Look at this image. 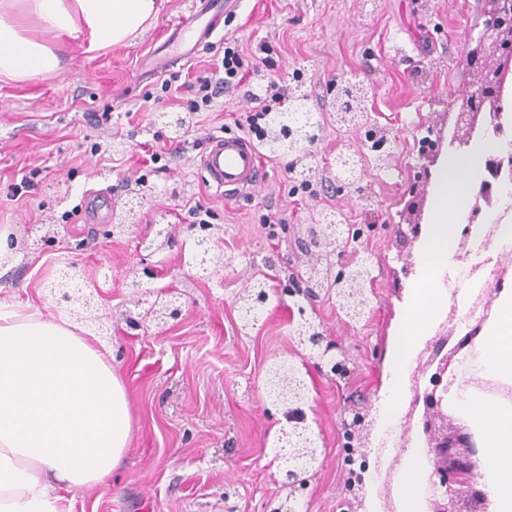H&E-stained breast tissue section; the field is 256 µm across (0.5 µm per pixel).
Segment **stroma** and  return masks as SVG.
Segmentation results:
<instances>
[{"mask_svg":"<svg viewBox=\"0 0 512 512\" xmlns=\"http://www.w3.org/2000/svg\"><path fill=\"white\" fill-rule=\"evenodd\" d=\"M187 7L163 0L146 30L87 54L60 50L50 79L0 84V309L67 317L50 289L64 273L98 287L102 343L129 400L131 435L103 483L72 491L67 512H275L287 507L278 459L288 408L265 389L269 368L293 363L305 382L302 411L321 455L298 512H381L374 491L351 492L349 426L381 431L380 408L396 332L422 276L419 241L402 214L431 196L418 140L448 125L449 103L468 91L487 0H247L224 36L244 46L239 89L195 110V79L221 44L188 65L143 78L154 43ZM171 81L175 100L161 85ZM368 90L358 125L336 120L346 82ZM260 88L273 111L304 95L313 137L303 171L266 154V179L228 200L198 167L208 138L247 136L245 91ZM185 117L182 130L163 115ZM389 157L376 164L372 140ZM161 168L148 171L151 152ZM112 194L111 214L82 221L88 189ZM143 197L136 215L126 204ZM210 207L197 223L194 202ZM208 238L222 264L205 270L182 257ZM368 269L366 316L349 320L334 297L307 299L297 283L311 267L336 276ZM142 276L132 290L130 280ZM269 293L245 326L241 298L257 280ZM176 301L178 318L157 319ZM314 322L346 370L322 371L301 343Z\"/></svg>","mask_w":512,"mask_h":512,"instance_id":"1","label":"stroma"}]
</instances>
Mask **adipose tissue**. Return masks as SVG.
<instances>
[{
    "label": "adipose tissue",
    "instance_id": "1",
    "mask_svg": "<svg viewBox=\"0 0 512 512\" xmlns=\"http://www.w3.org/2000/svg\"><path fill=\"white\" fill-rule=\"evenodd\" d=\"M161 8L160 0H0V81L57 75V45L82 37L93 53L125 43ZM478 153L452 155L435 173L424 275L399 350L420 332L439 267L454 262L448 218L467 204ZM490 421L489 497L493 512H512V430ZM129 440V402L108 351L69 326L0 313V512H64L63 491L103 482Z\"/></svg>",
    "mask_w": 512,
    "mask_h": 512
}]
</instances>
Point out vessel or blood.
<instances>
[{
	"mask_svg": "<svg viewBox=\"0 0 512 512\" xmlns=\"http://www.w3.org/2000/svg\"><path fill=\"white\" fill-rule=\"evenodd\" d=\"M244 3L245 0H191L165 39L154 45V73L188 65L201 48L212 44L223 31L225 20L242 11ZM199 166L209 187L227 196L254 187L266 177L260 149L240 136H211Z\"/></svg>",
	"mask_w": 512,
	"mask_h": 512,
	"instance_id": "vessel-or-blood-1",
	"label": "vessel or blood"
}]
</instances>
